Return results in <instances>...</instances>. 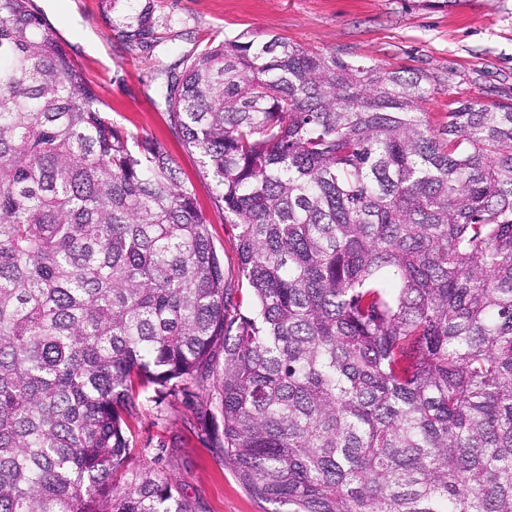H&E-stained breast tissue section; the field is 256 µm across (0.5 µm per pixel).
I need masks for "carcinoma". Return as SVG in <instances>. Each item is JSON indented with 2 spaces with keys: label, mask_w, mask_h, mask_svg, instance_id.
Listing matches in <instances>:
<instances>
[{
  "label": "carcinoma",
  "mask_w": 512,
  "mask_h": 512,
  "mask_svg": "<svg viewBox=\"0 0 512 512\" xmlns=\"http://www.w3.org/2000/svg\"><path fill=\"white\" fill-rule=\"evenodd\" d=\"M103 2L158 42L157 0ZM429 81L245 35L165 70L232 282L168 153L0 0V512H197L131 469L173 382L269 512H512V102L434 124Z\"/></svg>",
  "instance_id": "cac0c4a2"
}]
</instances>
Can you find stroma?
Masks as SVG:
<instances>
[{"instance_id":"obj_1","label":"stroma","mask_w":512,"mask_h":512,"mask_svg":"<svg viewBox=\"0 0 512 512\" xmlns=\"http://www.w3.org/2000/svg\"><path fill=\"white\" fill-rule=\"evenodd\" d=\"M35 3L113 122L157 142L174 160L231 277L238 267L234 231L213 203L197 154L170 123L161 67L213 40L276 36L351 62L426 73L423 107L436 119L456 99L512 102V0H462L449 9L419 0H157L161 42L148 51L113 39L101 0ZM202 404V393L188 383L161 400L142 395L130 422L134 465L155 468L198 512H263L225 462L212 429L200 423Z\"/></svg>"}]
</instances>
